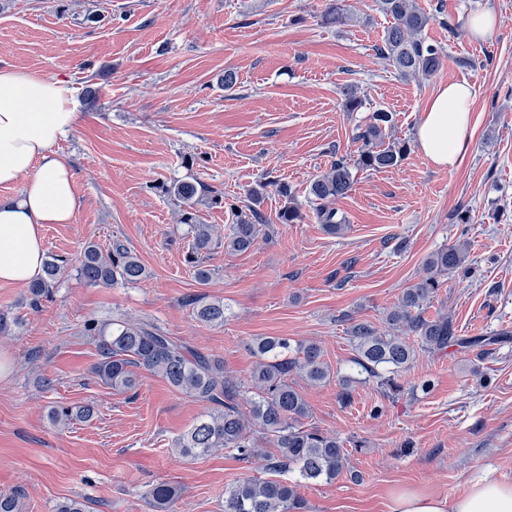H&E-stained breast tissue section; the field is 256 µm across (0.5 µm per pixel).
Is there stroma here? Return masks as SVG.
<instances>
[{
    "mask_svg": "<svg viewBox=\"0 0 512 512\" xmlns=\"http://www.w3.org/2000/svg\"><path fill=\"white\" fill-rule=\"evenodd\" d=\"M326 2L0 0V69L65 81L80 114L56 144L73 164L80 207L73 223L45 225L46 255L73 257L87 242L117 238L149 273L112 287L62 278L37 311L27 288L0 284V310L19 320L0 335V495H18V512H55L77 497L90 512H151L147 492L162 482L178 489L174 512H224L225 488L263 474L262 460L225 450L173 454L205 405L141 368L132 389L102 384L86 320L155 322L223 358L241 382L254 364L249 346L264 336L319 342L324 361L344 372L351 321L386 330L423 259L460 243L470 273L448 275L427 314L497 344L420 355L395 399L359 383L346 406L335 383L298 382L310 424L360 442L348 472L299 491L308 512H392L400 490L453 496L480 476L512 482V0H415L428 11L443 3L449 18L498 19L487 41L432 22L426 35L445 57L419 80L377 55L388 20L376 0H346L350 19L337 27L319 23ZM228 70L237 83L227 91ZM454 81L476 92L475 132L461 166L448 170L418 151L414 135L425 101ZM349 85L365 100L356 112L344 108ZM89 87L97 101L86 99ZM379 106L393 112L392 135L407 153L397 168L356 171L335 203L346 226L327 234L305 189L335 155L356 156V128ZM176 180L229 201L262 189L268 239L230 254L219 238L204 257L211 278L199 283L185 262L184 205L165 192ZM279 183L300 202L301 223L277 222ZM463 210L469 223L455 219ZM195 296L223 301V324L196 320ZM58 403L93 414L63 428L49 417Z\"/></svg>",
    "mask_w": 512,
    "mask_h": 512,
    "instance_id": "1",
    "label": "stroma"
}]
</instances>
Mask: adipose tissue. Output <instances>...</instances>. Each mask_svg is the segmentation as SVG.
Returning a JSON list of instances; mask_svg holds the SVG:
<instances>
[{
    "instance_id": "1",
    "label": "adipose tissue",
    "mask_w": 512,
    "mask_h": 512,
    "mask_svg": "<svg viewBox=\"0 0 512 512\" xmlns=\"http://www.w3.org/2000/svg\"><path fill=\"white\" fill-rule=\"evenodd\" d=\"M474 103L464 81L440 85L427 99L416 145L435 166L462 164L474 133ZM78 120L62 81L0 69V186L22 187L17 198L0 202L1 284L30 283L44 263V225L75 218V171L54 146ZM394 503L395 512H512V483L485 477L451 498L401 491Z\"/></svg>"
}]
</instances>
